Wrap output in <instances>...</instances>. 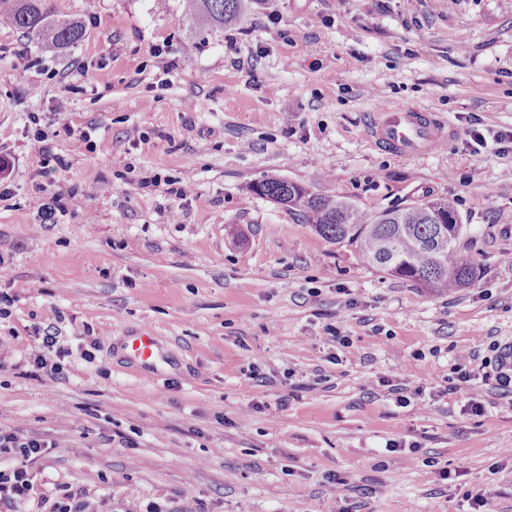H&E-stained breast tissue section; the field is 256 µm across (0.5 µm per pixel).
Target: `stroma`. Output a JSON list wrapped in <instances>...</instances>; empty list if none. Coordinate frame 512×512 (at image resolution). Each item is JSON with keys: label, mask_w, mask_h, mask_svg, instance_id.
<instances>
[{"label": "stroma", "mask_w": 512, "mask_h": 512, "mask_svg": "<svg viewBox=\"0 0 512 512\" xmlns=\"http://www.w3.org/2000/svg\"><path fill=\"white\" fill-rule=\"evenodd\" d=\"M47 4L78 44L0 24V427L49 444L0 512L61 484L85 512H512V392L445 391L457 352L512 344V0H257L225 27L183 0ZM396 105L446 143L380 151L366 120ZM268 178L374 212L449 198L476 278L373 268ZM52 331L57 375L32 360Z\"/></svg>", "instance_id": "stroma-1"}]
</instances>
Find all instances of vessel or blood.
Wrapping results in <instances>:
<instances>
[{
    "label": "vessel or blood",
    "instance_id": "obj_1",
    "mask_svg": "<svg viewBox=\"0 0 512 512\" xmlns=\"http://www.w3.org/2000/svg\"><path fill=\"white\" fill-rule=\"evenodd\" d=\"M369 134L400 158L433 153L446 140L445 123L436 114L402 106L373 113Z\"/></svg>",
    "mask_w": 512,
    "mask_h": 512
}]
</instances>
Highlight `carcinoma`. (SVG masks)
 <instances>
[{
    "label": "carcinoma",
    "instance_id": "cac0c4a2",
    "mask_svg": "<svg viewBox=\"0 0 512 512\" xmlns=\"http://www.w3.org/2000/svg\"><path fill=\"white\" fill-rule=\"evenodd\" d=\"M257 0H185L186 14L201 15L222 26L236 22ZM0 18L36 34L46 44L67 48L84 36L78 20L56 19L45 0H0ZM253 191L282 205L299 208L325 239L355 247L371 266L435 292L462 288L474 281L471 262L458 252L462 231L458 213L446 198L429 199L403 209L373 213L348 201L314 196L292 182L268 178Z\"/></svg>",
    "mask_w": 512,
    "mask_h": 512
}]
</instances>
